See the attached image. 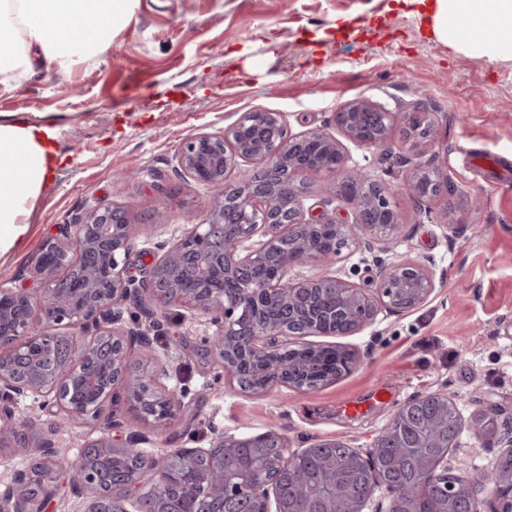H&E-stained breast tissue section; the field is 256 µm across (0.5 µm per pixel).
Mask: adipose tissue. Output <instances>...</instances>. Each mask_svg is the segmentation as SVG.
Returning <instances> with one entry per match:
<instances>
[{
    "label": "adipose tissue",
    "instance_id": "obj_1",
    "mask_svg": "<svg viewBox=\"0 0 512 512\" xmlns=\"http://www.w3.org/2000/svg\"><path fill=\"white\" fill-rule=\"evenodd\" d=\"M99 24L94 40L70 34L87 0H0V85L19 82L35 56L57 73H67L112 46V25L126 0H98ZM397 9L414 16L423 34L447 48L491 64L512 61V0H394ZM489 30L486 38L465 35L463 21ZM57 130L24 119H0V254L29 231L27 216L43 189L65 161L55 148Z\"/></svg>",
    "mask_w": 512,
    "mask_h": 512
}]
</instances>
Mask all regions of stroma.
<instances>
[{
  "label": "stroma",
  "instance_id": "35a3bbf8",
  "mask_svg": "<svg viewBox=\"0 0 512 512\" xmlns=\"http://www.w3.org/2000/svg\"><path fill=\"white\" fill-rule=\"evenodd\" d=\"M389 2L127 0L108 52L64 77L38 61L24 80L0 86V113L53 120L68 159L32 209L29 235L0 254L6 287L55 225L97 203H133L134 253L150 264L159 236L199 222L210 197L177 167L183 139L222 132L243 113H282L298 134L357 97L391 107L418 100L439 128L433 157L456 194L429 201L432 221L407 224L396 246L435 275L425 305L381 312L361 333L333 337L361 355L334 382L263 395L225 376L204 344L203 319L169 310L153 346L173 354L167 369L185 392L177 418L156 436L118 400L116 442L145 435L154 452L205 448L216 429L242 437L274 428L294 449L336 439L363 453L404 403L435 391L464 417L494 403L512 418V62L449 57ZM340 16L363 26L337 35ZM130 167L135 178L116 179ZM451 202L463 219L455 234L438 223ZM378 392L384 399L368 413L343 411ZM504 448V436L490 442L463 433L448 467L474 475Z\"/></svg>",
  "mask_w": 512,
  "mask_h": 512
}]
</instances>
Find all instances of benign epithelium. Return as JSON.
Here are the masks:
<instances>
[{"mask_svg": "<svg viewBox=\"0 0 512 512\" xmlns=\"http://www.w3.org/2000/svg\"><path fill=\"white\" fill-rule=\"evenodd\" d=\"M401 151L393 154L394 113L384 104L360 97L333 113L338 134L326 127L292 135L279 112L242 114L220 134L188 135L177 155L181 172L210 187L203 219L181 234L154 243V260L140 276L131 239L134 225L124 205H92L41 245L18 287L0 289V452L25 457L0 488V512H45L62 480L80 512H130L148 485L159 493L165 476L185 472L174 498L151 512H270L275 472L289 467L300 452L276 430L251 438L216 434L208 448H170L161 453L112 439L105 415L123 391L144 424L158 430L176 417L181 390L169 383L161 358L149 366L135 354L152 345L137 322L125 320L126 306L184 308L205 319L212 333L205 344L220 358L224 373L242 388L264 394L274 385L308 390L336 380L360 361L357 349L304 343L289 347L288 336H323L343 314V336L372 324L383 310H414L436 289L433 271L409 255L391 261L368 259L389 253L403 239L402 214L395 186L374 166L352 161L344 142L359 150H383L404 173L406 195L419 214L425 203L452 194L447 175L424 159L438 139L431 113L415 101L400 106ZM249 165L241 180L230 171ZM333 175L325 195L314 199L307 177ZM315 226L331 229L349 255L361 254L372 272L368 288L333 270L339 252H321L310 238ZM316 262L322 272L306 278L289 273ZM272 267L263 287L243 292L238 285L254 278L258 265ZM341 369L311 376L310 366L329 350ZM288 351L295 358L288 377L271 358ZM69 427H102L100 437L84 443L72 461L60 458L56 436ZM258 447L275 443L271 471L246 482L243 494L224 493V459L248 440ZM397 508L398 494L385 484L366 489L356 512H366L378 490Z\"/></svg>", "mask_w": 512, "mask_h": 512, "instance_id": "benign-epithelium-1", "label": "benign epithelium"}]
</instances>
